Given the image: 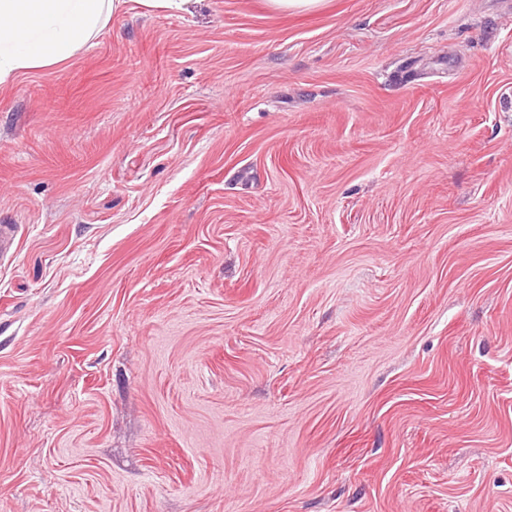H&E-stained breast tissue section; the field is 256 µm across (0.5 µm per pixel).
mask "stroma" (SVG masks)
<instances>
[{"label": "stroma", "instance_id": "1", "mask_svg": "<svg viewBox=\"0 0 512 512\" xmlns=\"http://www.w3.org/2000/svg\"><path fill=\"white\" fill-rule=\"evenodd\" d=\"M0 224V512H512V0H127Z\"/></svg>", "mask_w": 512, "mask_h": 512}]
</instances>
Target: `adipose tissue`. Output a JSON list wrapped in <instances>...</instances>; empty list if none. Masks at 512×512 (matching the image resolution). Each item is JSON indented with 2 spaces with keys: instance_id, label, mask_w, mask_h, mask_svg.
I'll return each instance as SVG.
<instances>
[{
  "instance_id": "1",
  "label": "adipose tissue",
  "mask_w": 512,
  "mask_h": 512,
  "mask_svg": "<svg viewBox=\"0 0 512 512\" xmlns=\"http://www.w3.org/2000/svg\"><path fill=\"white\" fill-rule=\"evenodd\" d=\"M124 0H0V85L67 60Z\"/></svg>"
}]
</instances>
